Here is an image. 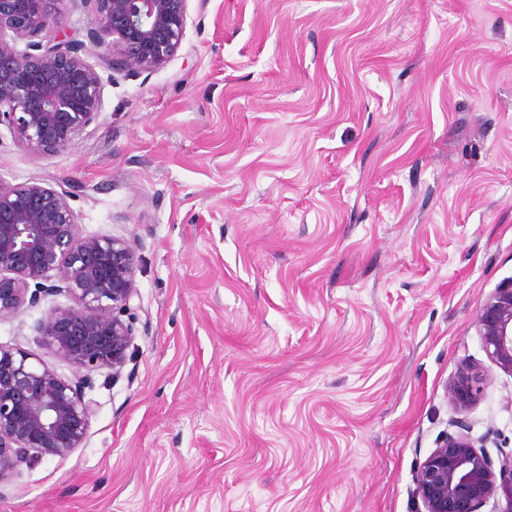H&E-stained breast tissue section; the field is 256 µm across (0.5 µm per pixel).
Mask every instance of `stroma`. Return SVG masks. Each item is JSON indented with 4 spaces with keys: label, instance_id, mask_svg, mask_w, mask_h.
I'll return each instance as SVG.
<instances>
[{
    "label": "stroma",
    "instance_id": "stroma-1",
    "mask_svg": "<svg viewBox=\"0 0 512 512\" xmlns=\"http://www.w3.org/2000/svg\"><path fill=\"white\" fill-rule=\"evenodd\" d=\"M0 180L129 240L136 339L86 439L0 512H424L450 433L512 452V375L476 316L512 279V0H188L177 54L117 72L50 157L0 125ZM0 343L72 370L34 323ZM491 383L456 414L461 365Z\"/></svg>",
    "mask_w": 512,
    "mask_h": 512
}]
</instances>
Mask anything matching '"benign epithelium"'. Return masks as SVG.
Wrapping results in <instances>:
<instances>
[{
  "label": "benign epithelium",
  "instance_id": "benign-epithelium-1",
  "mask_svg": "<svg viewBox=\"0 0 512 512\" xmlns=\"http://www.w3.org/2000/svg\"><path fill=\"white\" fill-rule=\"evenodd\" d=\"M61 0H0V125L20 144L49 157L70 147L98 117L104 82L81 55L84 44L60 21ZM188 0H81L87 36L117 72L155 71L181 46ZM53 30L47 42L35 40ZM24 49H18L19 42ZM70 195L40 182L0 180V317L65 294L33 326L72 369L60 376L32 354L0 344V483L21 465L64 458L84 443L96 403L86 398L91 373L117 376L135 339L122 319L138 296L139 257L119 237L83 236ZM55 284L44 287L41 280ZM487 357L512 374V280L487 298L475 320ZM490 378L465 364L448 387L455 411L467 413ZM415 492L425 512H478L504 500L512 512V456L493 460L463 434H450L420 464Z\"/></svg>",
  "mask_w": 512,
  "mask_h": 512
}]
</instances>
